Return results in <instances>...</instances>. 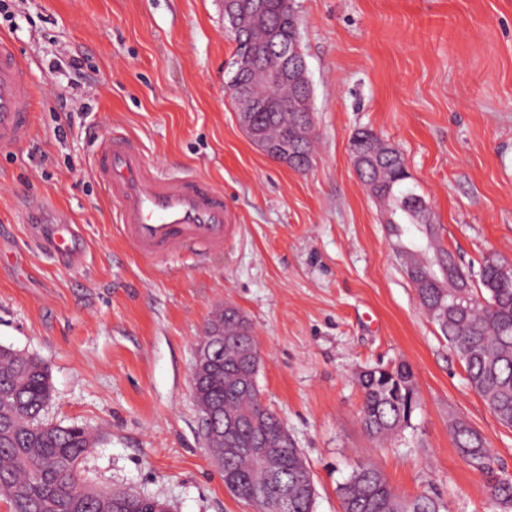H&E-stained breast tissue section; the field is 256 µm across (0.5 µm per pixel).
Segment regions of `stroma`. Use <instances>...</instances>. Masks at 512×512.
I'll list each match as a JSON object with an SVG mask.
<instances>
[{"label":"stroma","instance_id":"obj_1","mask_svg":"<svg viewBox=\"0 0 512 512\" xmlns=\"http://www.w3.org/2000/svg\"><path fill=\"white\" fill-rule=\"evenodd\" d=\"M7 2L0 36L29 63L37 108L31 138L0 150V346L48 365L47 421L95 437L81 480L165 499L172 512H256L225 488L191 384L199 337L232 305L256 336L262 399L310 465L314 512H341L338 484L366 463L398 495L495 512L450 423L477 430L511 479L512 428L424 313L403 264L412 242L391 234L349 141L367 128L402 151L436 245L464 269L512 262V0H296L313 89L303 171L240 125L223 0ZM108 131L162 172L223 193L237 218L223 251L132 252L93 174ZM29 200L82 227V263L37 246L21 215ZM400 361L420 406L378 443L359 423L357 375Z\"/></svg>","mask_w":512,"mask_h":512}]
</instances>
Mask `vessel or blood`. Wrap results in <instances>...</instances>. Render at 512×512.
Returning a JSON list of instances; mask_svg holds the SVG:
<instances>
[{
  "instance_id": "1",
  "label": "vessel or blood",
  "mask_w": 512,
  "mask_h": 512,
  "mask_svg": "<svg viewBox=\"0 0 512 512\" xmlns=\"http://www.w3.org/2000/svg\"><path fill=\"white\" fill-rule=\"evenodd\" d=\"M35 107L31 72L14 44L0 37L1 150L29 139ZM94 175L118 205L121 237L140 257L155 260L194 248L223 250L233 228L223 195L200 180L160 172L126 135L103 136ZM35 231L58 260H80L82 239L72 224L37 223Z\"/></svg>"
}]
</instances>
